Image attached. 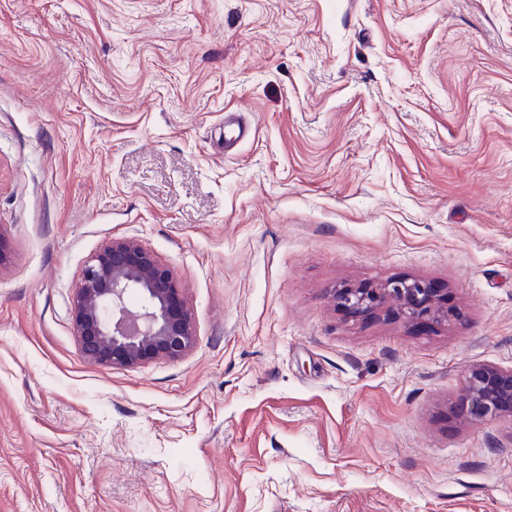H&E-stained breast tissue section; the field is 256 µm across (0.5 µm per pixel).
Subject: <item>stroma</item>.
Here are the masks:
<instances>
[{
    "label": "stroma",
    "mask_w": 512,
    "mask_h": 512,
    "mask_svg": "<svg viewBox=\"0 0 512 512\" xmlns=\"http://www.w3.org/2000/svg\"><path fill=\"white\" fill-rule=\"evenodd\" d=\"M0 233V512H512V0H0ZM123 237L181 359L81 355ZM401 278L457 319L333 299ZM464 421H483L502 417L512 420V368L477 363L463 375L462 388L455 404Z\"/></svg>",
    "instance_id": "35a3bbf8"
}]
</instances>
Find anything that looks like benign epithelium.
<instances>
[{"mask_svg":"<svg viewBox=\"0 0 512 512\" xmlns=\"http://www.w3.org/2000/svg\"><path fill=\"white\" fill-rule=\"evenodd\" d=\"M132 294L138 297L134 307L127 302ZM333 297L355 317L387 306L410 324H444L449 318L437 289L418 279L337 288ZM72 307L80 351L91 364L137 368L180 359L195 345L192 314L174 272L134 237L113 239L90 259ZM454 407L464 421L512 418V368L470 366Z\"/></svg>","mask_w":512,"mask_h":512,"instance_id":"1","label":"benign epithelium"}]
</instances>
